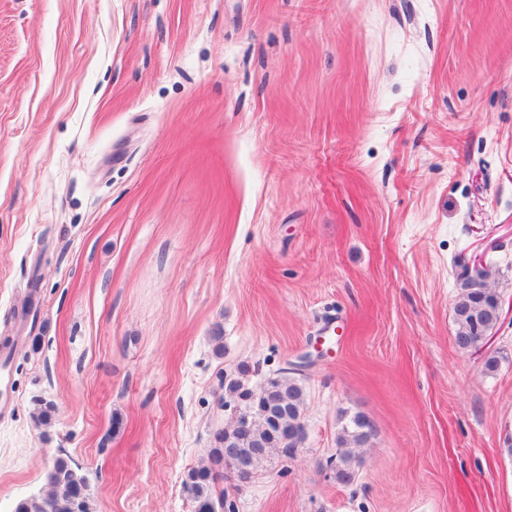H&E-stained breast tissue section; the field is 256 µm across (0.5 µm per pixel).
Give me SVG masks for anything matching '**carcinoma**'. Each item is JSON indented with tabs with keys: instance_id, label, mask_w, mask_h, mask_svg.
Returning a JSON list of instances; mask_svg holds the SVG:
<instances>
[{
	"instance_id": "1",
	"label": "carcinoma",
	"mask_w": 512,
	"mask_h": 512,
	"mask_svg": "<svg viewBox=\"0 0 512 512\" xmlns=\"http://www.w3.org/2000/svg\"><path fill=\"white\" fill-rule=\"evenodd\" d=\"M499 300V295L491 288H475L469 279L462 282L453 309L457 345H468V339L476 330L488 334L495 328L499 322ZM268 384L267 398L259 400L253 398L255 390L240 382L228 384L229 393L249 416V429H216L207 460L187 472L183 488L191 498L194 512H225L224 491L217 489L224 482L225 469L235 471L245 466L255 472L273 454L293 457L292 449L300 447L304 441V430L293 427V423L302 420L305 401L302 386L290 377L273 378ZM34 403L37 421L49 423L55 412L54 403L42 398ZM274 403L288 408V437L279 444L261 447L259 443L267 439L269 410ZM372 430L371 422L361 414L341 425L336 437L340 452L334 462L336 478L340 482L349 484L354 481L356 449L367 442ZM45 481L44 490L19 501L14 512H91L86 477L79 468L72 466L70 458L55 457L46 471Z\"/></svg>"
}]
</instances>
